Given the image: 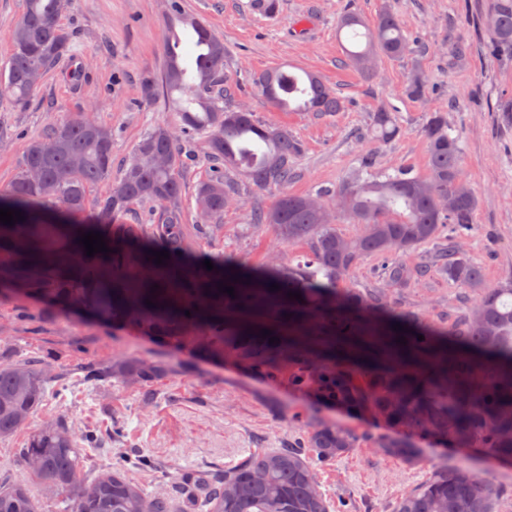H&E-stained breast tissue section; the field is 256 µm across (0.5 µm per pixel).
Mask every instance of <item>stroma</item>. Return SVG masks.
Listing matches in <instances>:
<instances>
[{
	"label": "stroma",
	"instance_id": "stroma-1",
	"mask_svg": "<svg viewBox=\"0 0 512 512\" xmlns=\"http://www.w3.org/2000/svg\"><path fill=\"white\" fill-rule=\"evenodd\" d=\"M495 0H394V10L411 51L382 60L373 79H364L346 56L354 32L340 28L354 13L373 20L384 0H278L275 17L263 16L254 0H181L223 39L228 52L224 103L245 107L259 120L284 125L302 141L291 192L336 187L350 178L361 150L378 168L405 166L425 174L428 151L424 125L428 112L447 108L448 125L463 148V173L479 206L475 228L465 241L488 285L512 273V55L490 51L483 19ZM169 0H71L58 23L71 36L65 56L42 80L29 104L15 108L0 88V192L13 183L30 140L52 122L94 110L112 128V168L120 170L135 145L155 124H175L167 99L144 101L143 78L162 76L167 60L165 17ZM467 48L465 62L449 67L448 51ZM427 74L421 99L402 96L415 64ZM322 77L344 101L341 112H283L271 107L256 74L276 66ZM385 104L400 118L401 132L387 143L368 135L371 114ZM205 137L183 144L185 221L199 223L192 195L207 175ZM222 229L197 238L202 254L226 253L255 267L269 260L277 244L266 226L244 233V207L225 211ZM402 307L431 319L455 311L456 287L438 274L400 297ZM29 356L47 361L58 381L31 419H62L72 433L99 429L110 434L120 420L119 443L84 451V473L94 479L118 469L145 492L170 488L181 470H210L238 463L258 449L287 447L315 424L333 422L356 437L348 454L315 463L330 512H390L392 504L434 471L466 463L474 473L504 488L500 512H512V465H498L480 450L463 455L449 440L394 425L371 413L322 401L289 385L287 377L267 378L245 365L180 341L159 340L120 321L48 300L0 298V361ZM130 359L164 366L150 384L117 379L82 381L86 366ZM417 448L414 462L391 455L387 443ZM150 459L145 468L123 462V451Z\"/></svg>",
	"mask_w": 512,
	"mask_h": 512
}]
</instances>
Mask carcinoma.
<instances>
[{
    "label": "carcinoma",
    "mask_w": 512,
    "mask_h": 512,
    "mask_svg": "<svg viewBox=\"0 0 512 512\" xmlns=\"http://www.w3.org/2000/svg\"><path fill=\"white\" fill-rule=\"evenodd\" d=\"M15 24L12 50L0 66V84L22 108L35 95L46 71L70 51V36L58 25L70 0H25ZM173 20L190 29L197 54L192 68L168 51L161 83L148 78L143 95L162 91L180 117L177 128L156 124L136 145L130 160L112 175V128L89 113L53 122L33 138L18 176L0 208L21 212L15 224L0 223V285L63 304L85 307L125 320L158 339H187L202 325L205 345L272 379L292 369L295 386L321 398L363 408L394 424H408L455 447L471 448L512 464V276L495 286L463 248L473 229L478 199L462 170L460 139L448 132V113L431 111L424 126L428 148L425 175L375 170L369 153L358 157L356 176L336 189L288 191L303 145L286 126L258 121L253 113L222 106L221 77L226 49L200 19L170 0ZM483 24L492 50L512 54V0H495ZM366 45L347 52L350 63L370 79L377 59L400 58L407 37L392 6H382L364 33ZM426 77L417 67L402 93L422 97ZM270 105L281 111L330 114L341 100L316 75L275 67L258 78ZM381 142L401 131L397 113L377 107L370 123ZM208 136L213 174L194 194L202 223H217L224 209L240 203V185L224 176L232 169L259 188L280 189L266 208L249 205L245 230L275 229L282 243L304 241L309 253L297 264L282 257L246 269L222 253L208 257L214 269L198 266L195 241L185 224L183 163L178 137ZM39 167L44 182L31 179ZM106 190L89 202L91 187ZM454 209L441 208L447 197ZM336 198V212L325 201ZM135 202L153 206L150 224H129ZM361 225L347 237L339 216ZM93 231L112 242L111 252L90 257L69 248L73 229ZM434 245V262L459 287L460 307L436 321L401 307L396 295L424 281L430 266H410L399 255ZM169 258L155 263L152 251ZM384 259L383 287L360 291L346 285L365 256ZM235 296L219 291V284ZM156 291H151L153 285ZM278 285L271 291L269 287ZM301 294L297 300L289 293ZM152 304H146V300ZM190 315H185V312ZM399 324L401 330L393 329ZM271 331L279 342L262 337ZM424 340H418V336ZM403 337L407 344L396 342ZM159 365L130 360L114 367H88L89 381L118 378L147 383ZM48 364L24 359L0 365V438L28 428L55 381ZM356 438L321 423L286 448L252 452L213 473L182 471L168 493L148 494L119 471L92 481L83 474V448L102 438L87 431L82 441L61 421L29 432L19 455L48 495L66 494L58 512H329L312 466L347 454ZM502 490L463 465L442 468L397 499L391 512H495ZM0 512H42L27 485L0 477Z\"/></svg>",
    "instance_id": "cac0c4a2"
}]
</instances>
